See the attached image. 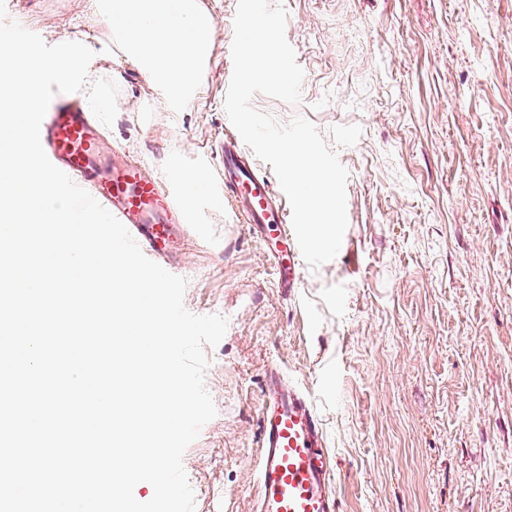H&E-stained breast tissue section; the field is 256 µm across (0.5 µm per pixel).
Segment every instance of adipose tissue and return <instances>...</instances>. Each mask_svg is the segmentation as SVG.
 Here are the masks:
<instances>
[{
    "label": "adipose tissue",
    "mask_w": 512,
    "mask_h": 512,
    "mask_svg": "<svg viewBox=\"0 0 512 512\" xmlns=\"http://www.w3.org/2000/svg\"><path fill=\"white\" fill-rule=\"evenodd\" d=\"M96 15L160 88L166 105L184 103L198 88L213 24L193 0H97Z\"/></svg>",
    "instance_id": "adipose-tissue-1"
}]
</instances>
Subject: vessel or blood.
I'll use <instances>...</instances> for the list:
<instances>
[{"mask_svg": "<svg viewBox=\"0 0 512 512\" xmlns=\"http://www.w3.org/2000/svg\"><path fill=\"white\" fill-rule=\"evenodd\" d=\"M40 139L49 160L117 217L150 258H171V243L185 220L180 201L149 170L108 149L92 113L59 98L41 123ZM224 196L256 239L274 230L275 261L288 290L300 285L302 254L288 231L283 200L241 149L237 133L224 137L221 155ZM261 454L257 467L256 512H338L332 464L312 402L288 383L278 368L263 380Z\"/></svg>", "mask_w": 512, "mask_h": 512, "instance_id": "vessel-or-blood-1", "label": "vessel or blood"}]
</instances>
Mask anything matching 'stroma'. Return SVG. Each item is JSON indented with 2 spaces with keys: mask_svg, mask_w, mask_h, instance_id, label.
<instances>
[{
  "mask_svg": "<svg viewBox=\"0 0 512 512\" xmlns=\"http://www.w3.org/2000/svg\"><path fill=\"white\" fill-rule=\"evenodd\" d=\"M194 2L213 19L210 56L195 97L167 108L90 0H5L47 44L95 51L90 80L118 86L114 149L164 188L199 168L213 190L184 200L172 259L186 308L228 321L207 351L217 415L183 457L195 512H255L274 364L319 417L339 512H512V0H282L302 100L253 106L325 135L362 129L337 151L340 250L292 295L217 199L237 0Z\"/></svg>",
  "mask_w": 512,
  "mask_h": 512,
  "instance_id": "1",
  "label": "stroma"
}]
</instances>
